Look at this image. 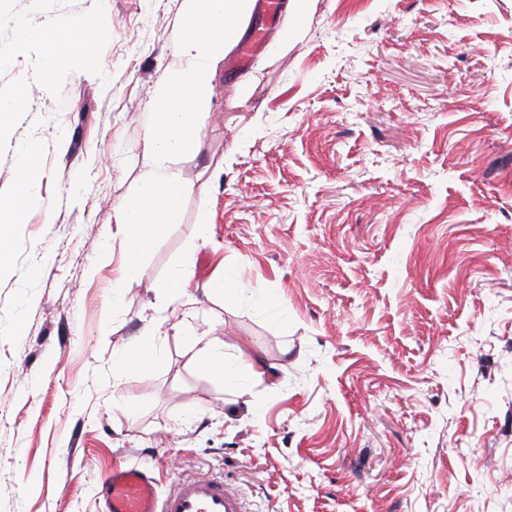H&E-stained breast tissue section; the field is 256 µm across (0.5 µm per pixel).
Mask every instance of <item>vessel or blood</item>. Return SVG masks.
I'll use <instances>...</instances> for the list:
<instances>
[{
  "mask_svg": "<svg viewBox=\"0 0 512 512\" xmlns=\"http://www.w3.org/2000/svg\"><path fill=\"white\" fill-rule=\"evenodd\" d=\"M266 27L256 28L235 64L244 66L267 42ZM104 512H247L237 491L223 478L177 481L160 496L152 470L145 466H116L103 479Z\"/></svg>",
  "mask_w": 512,
  "mask_h": 512,
  "instance_id": "vessel-or-blood-1",
  "label": "vessel or blood"
}]
</instances>
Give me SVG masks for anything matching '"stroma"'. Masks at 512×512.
I'll list each match as a JSON object with an SVG mask.
<instances>
[{"label": "stroma", "instance_id": "1", "mask_svg": "<svg viewBox=\"0 0 512 512\" xmlns=\"http://www.w3.org/2000/svg\"><path fill=\"white\" fill-rule=\"evenodd\" d=\"M181 2L10 0L101 38L0 66V94L28 84L0 198L30 147L42 174L0 275V512H103L116 464L228 477L249 512H512V0H317L287 51L219 67L193 190L125 280L113 209ZM199 336L262 380L210 379ZM144 347L157 368L113 380Z\"/></svg>", "mask_w": 512, "mask_h": 512}]
</instances>
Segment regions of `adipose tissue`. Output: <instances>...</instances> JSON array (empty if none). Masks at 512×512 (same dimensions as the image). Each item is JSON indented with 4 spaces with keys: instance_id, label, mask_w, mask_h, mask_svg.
<instances>
[{
    "instance_id": "adipose-tissue-1",
    "label": "adipose tissue",
    "mask_w": 512,
    "mask_h": 512,
    "mask_svg": "<svg viewBox=\"0 0 512 512\" xmlns=\"http://www.w3.org/2000/svg\"><path fill=\"white\" fill-rule=\"evenodd\" d=\"M13 42L0 45V64H7L21 52L52 55L69 49L70 41L86 27L84 19L72 17L47 18L40 22L15 20ZM41 174L35 153L22 155L16 163L15 183L10 198L0 200V270L10 263V227L18 223L25 205L40 187Z\"/></svg>"
}]
</instances>
